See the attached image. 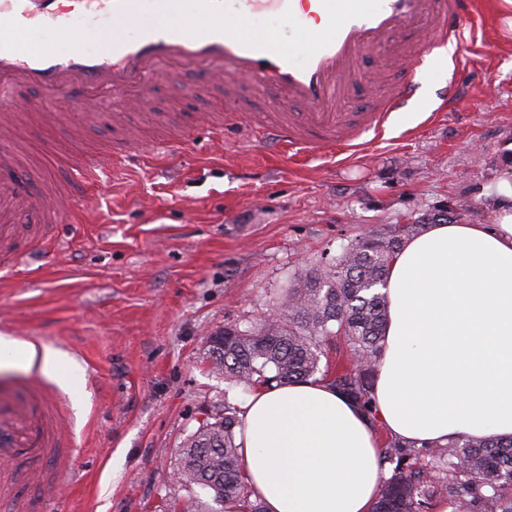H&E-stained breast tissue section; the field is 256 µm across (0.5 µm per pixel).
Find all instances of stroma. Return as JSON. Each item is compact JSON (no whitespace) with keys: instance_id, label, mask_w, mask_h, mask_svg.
Listing matches in <instances>:
<instances>
[{"instance_id":"1","label":"stroma","mask_w":512,"mask_h":512,"mask_svg":"<svg viewBox=\"0 0 512 512\" xmlns=\"http://www.w3.org/2000/svg\"><path fill=\"white\" fill-rule=\"evenodd\" d=\"M464 54L457 99L415 98L383 135L338 153L289 159L287 147H245L199 118L219 94L172 75L115 125L111 109L85 131L89 147L120 132L166 140L159 155L113 165L80 223L39 235L37 260L0 280V334L65 352L84 371L83 407L62 411L71 446L35 512H170L211 492L174 478L176 450L205 418L248 392L212 373L207 336L273 316L302 270L355 237L452 210L487 220L481 188L512 157V43L490 0ZM29 151L70 164L62 125L28 119Z\"/></svg>"}]
</instances>
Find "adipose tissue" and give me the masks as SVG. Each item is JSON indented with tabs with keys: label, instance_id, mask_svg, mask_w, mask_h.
Returning <instances> with one entry per match:
<instances>
[{
	"label": "adipose tissue",
	"instance_id": "1",
	"mask_svg": "<svg viewBox=\"0 0 512 512\" xmlns=\"http://www.w3.org/2000/svg\"><path fill=\"white\" fill-rule=\"evenodd\" d=\"M486 224H433L388 275L385 350L367 417L326 381L252 390L244 473L266 512H372L375 425L408 441L512 435V176L484 185ZM26 368H72L59 350L0 335Z\"/></svg>",
	"mask_w": 512,
	"mask_h": 512
}]
</instances>
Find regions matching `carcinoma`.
<instances>
[{
  "instance_id": "1",
  "label": "carcinoma",
  "mask_w": 512,
  "mask_h": 512,
  "mask_svg": "<svg viewBox=\"0 0 512 512\" xmlns=\"http://www.w3.org/2000/svg\"><path fill=\"white\" fill-rule=\"evenodd\" d=\"M426 222L388 224L352 240L329 262L305 270L286 289L279 313L248 329L236 324L206 337L212 372L252 390L316 377L373 414L375 373L384 353L391 263ZM239 410L204 421L178 448L181 481L209 489L220 512H265L251 500L237 430ZM383 463L394 465L374 512H430L448 500L451 512H512V436L458 437L418 445L384 442Z\"/></svg>"
}]
</instances>
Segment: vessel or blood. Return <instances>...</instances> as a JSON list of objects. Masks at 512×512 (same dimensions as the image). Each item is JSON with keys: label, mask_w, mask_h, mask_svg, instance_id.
Masks as SVG:
<instances>
[{"label": "vessel or blood", "mask_w": 512, "mask_h": 512, "mask_svg": "<svg viewBox=\"0 0 512 512\" xmlns=\"http://www.w3.org/2000/svg\"><path fill=\"white\" fill-rule=\"evenodd\" d=\"M475 24L464 0H0V254L12 257L0 274L26 257L25 225L77 222L85 199L75 188L99 182L101 160L133 164L158 149L140 137L86 155L81 129L107 95L137 101L171 74L192 73L227 102L206 113L211 130L236 127L233 105L249 91L278 109L273 122L251 115L255 136L305 155L354 148L366 133H382L418 89L409 77L388 85L369 111H343L366 53L383 49L397 67L418 68L432 50L465 48ZM76 31L89 39H73ZM18 86L37 89L33 111L59 98L71 106L66 136L82 161L61 172L63 189L35 196L18 178L9 95ZM57 407L38 376L20 390L0 385V459L11 463L0 469V512H31L18 474L44 485L56 449L68 447Z\"/></svg>", "instance_id": "obj_1"}]
</instances>
